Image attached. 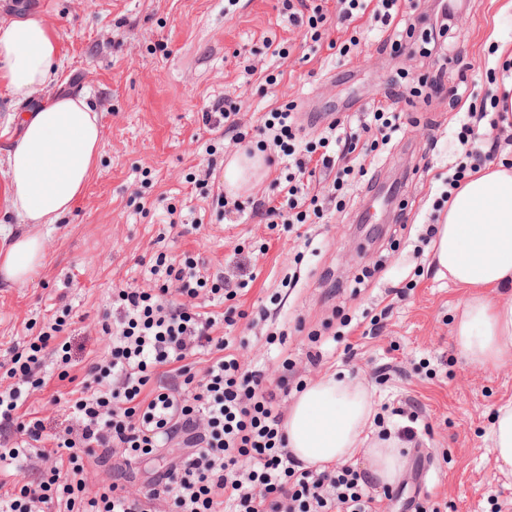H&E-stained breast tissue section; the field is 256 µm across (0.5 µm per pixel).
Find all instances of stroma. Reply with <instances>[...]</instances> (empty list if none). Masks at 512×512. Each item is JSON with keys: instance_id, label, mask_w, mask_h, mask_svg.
Masks as SVG:
<instances>
[{"instance_id": "35a3bbf8", "label": "stroma", "mask_w": 512, "mask_h": 512, "mask_svg": "<svg viewBox=\"0 0 512 512\" xmlns=\"http://www.w3.org/2000/svg\"><path fill=\"white\" fill-rule=\"evenodd\" d=\"M503 2L462 0L448 33L456 60L446 78L465 76L479 98L491 87L490 47L512 39V10L503 11ZM29 15L41 16L58 37V90L87 95L98 112L100 156L71 211L47 227L45 268L27 286L0 288V362L69 306L78 315L65 332L70 372L83 376L108 346L99 318L113 288L153 287L149 269L158 253L171 261L188 254L231 282L249 281L239 298L246 316L232 329L244 341L245 368L274 380L287 358L295 383L335 370L360 378L391 432L405 424L395 408L421 404L416 435L404 450L406 475L383 500L384 512H405L411 499L429 512H512V478L497 471L490 441L494 411L512 400V361L490 372L459 354L452 329L467 291L440 279L419 252L431 223L430 193L437 174L459 157L455 131L467 110L444 88L427 103L397 101L431 68V58L417 51L392 56L370 31L348 57L337 58L304 41V24L289 23L279 0H0L1 22ZM280 42L289 56L272 54L271 44ZM271 73L278 77L273 85L264 81ZM224 96L241 99L248 129L290 101L308 132L321 130L333 113H360L373 99L397 104L409 124L382 154L372 180L353 184L346 207L328 223L271 230L253 205L273 196L278 166L239 195L241 224L225 220L223 208L186 181L191 173L203 176L212 159V179L224 183L236 145L224 140L212 157L203 145L209 137L203 114ZM383 185L397 187L407 222L397 223L396 209H381L383 230L372 240L359 215ZM172 206L200 228L181 237L171 232ZM292 275L298 283L290 288ZM405 286L406 299L392 303V290ZM348 319L359 331H347ZM316 349L323 358L309 363ZM177 453L166 449L127 470L111 459L91 468L88 486L123 472L128 491L138 493Z\"/></svg>"}]
</instances>
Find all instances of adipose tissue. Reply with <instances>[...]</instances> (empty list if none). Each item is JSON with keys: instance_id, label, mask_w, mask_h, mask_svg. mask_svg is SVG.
I'll use <instances>...</instances> for the list:
<instances>
[{"instance_id": "adipose-tissue-1", "label": "adipose tissue", "mask_w": 512, "mask_h": 512, "mask_svg": "<svg viewBox=\"0 0 512 512\" xmlns=\"http://www.w3.org/2000/svg\"><path fill=\"white\" fill-rule=\"evenodd\" d=\"M58 42L39 16L0 23V87L17 102L55 84ZM21 135L7 156L5 202L17 227L0 226V288L32 282L46 263L43 225L59 223L88 183L99 155L96 112L83 96L55 95L22 113ZM267 173L262 154L239 152L224 167L234 195ZM440 278L467 289L453 336L471 364L495 369L512 360V165H488L468 177L448 204L431 245ZM376 403L361 379L325 373L288 407L283 430L290 454L324 469L360 464L374 482L402 481L407 459L395 435L374 430ZM497 470L512 477V401L497 407L490 428Z\"/></svg>"}]
</instances>
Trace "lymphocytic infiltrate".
<instances>
[{"label":"lymphocytic infiltrate","instance_id":"obj_1","mask_svg":"<svg viewBox=\"0 0 512 512\" xmlns=\"http://www.w3.org/2000/svg\"><path fill=\"white\" fill-rule=\"evenodd\" d=\"M289 20L305 19L304 35L327 42L336 56L358 46V32L375 23L397 53L411 49L414 35L436 47L445 43L453 7L440 0L424 31H417L403 0H282ZM347 32L331 39V26ZM286 103L265 112L256 132L261 149H272L281 167L274 184L282 202L267 201L262 216L270 226L321 224L326 211L315 187L332 181L335 194L375 168L384 147L404 134L402 115L379 101L361 115L333 118L315 137L302 140L295 111ZM239 102L224 97L204 113L215 140L231 135L241 144ZM500 120L486 105H470L457 140L461 159L449 167L432 207L445 208L454 190L472 173L512 146V137L484 138ZM152 289L116 288L112 308L102 315L109 338L106 354L90 362L78 389L66 400V424L53 438L29 410L30 394L46 386V352H53L59 379H67L69 345L61 335L66 316H55L38 336L14 350L0 385V460L20 470L34 460L48 468L33 483H13L0 494V512H380V498L368 493L364 472L351 466L306 468L288 452L281 402L287 378L270 381L259 370L244 369L236 339L219 332L234 326L230 302L238 291L223 276L209 274L194 257L173 264L158 254ZM180 283L187 300L174 304L169 286ZM172 383L161 382V375ZM187 447L179 460L157 473L148 488L130 494L125 485L106 482L89 490L87 465L121 456L132 465L158 455L174 440Z\"/></svg>","mask_w":512,"mask_h":512}]
</instances>
